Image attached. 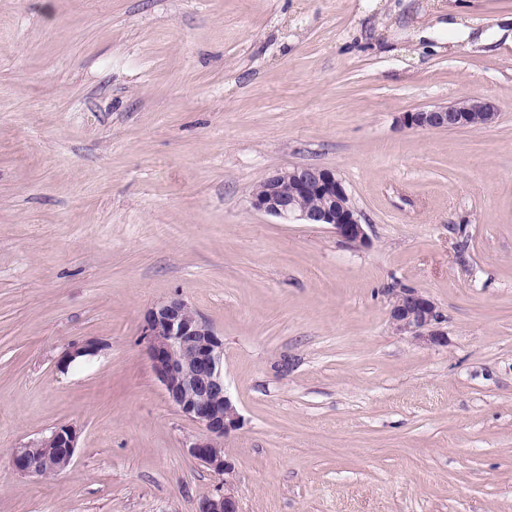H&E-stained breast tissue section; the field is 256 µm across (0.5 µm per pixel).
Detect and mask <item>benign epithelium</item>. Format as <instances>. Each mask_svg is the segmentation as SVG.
<instances>
[{
    "label": "benign epithelium",
    "mask_w": 512,
    "mask_h": 512,
    "mask_svg": "<svg viewBox=\"0 0 512 512\" xmlns=\"http://www.w3.org/2000/svg\"><path fill=\"white\" fill-rule=\"evenodd\" d=\"M498 115L495 101L465 97L451 104L405 112L401 122L421 131L480 129L493 125ZM308 197L320 199V205H306L304 199ZM248 203L254 211L281 224H326L350 242L370 244L360 213L350 204L344 183L332 169L306 165L274 170L263 177L261 190L250 192ZM388 318L398 333L421 343L446 342V334L440 328L442 315L423 291L393 290ZM141 336L168 400L205 431L204 437L187 447L188 454L215 475L224 477V486L200 501L199 512H241L234 490L235 463L224 452V439L241 428L243 418L224 382V338L179 297L146 310ZM103 349L104 345L94 339L75 341L64 349L58 364L66 368ZM77 441V429L64 425L42 436L38 445L51 443L65 449L68 465ZM12 467L22 475L40 477L56 469V463L39 455L36 447L24 446L14 451Z\"/></svg>",
    "instance_id": "obj_1"
}]
</instances>
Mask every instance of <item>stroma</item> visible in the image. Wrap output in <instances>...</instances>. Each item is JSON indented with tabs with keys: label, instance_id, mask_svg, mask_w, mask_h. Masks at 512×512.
Returning a JSON list of instances; mask_svg holds the SVG:
<instances>
[{
	"label": "stroma",
	"instance_id": "obj_1",
	"mask_svg": "<svg viewBox=\"0 0 512 512\" xmlns=\"http://www.w3.org/2000/svg\"><path fill=\"white\" fill-rule=\"evenodd\" d=\"M467 96L497 122H400ZM303 165L370 245L250 208ZM403 287L446 344L390 327ZM173 295L224 339L242 512H512V0H0V512L214 492L140 336ZM62 425L65 471L13 470ZM104 349V345L94 339H83L70 343L58 359V364L64 368L87 357L96 356Z\"/></svg>",
	"mask_w": 512,
	"mask_h": 512
}]
</instances>
